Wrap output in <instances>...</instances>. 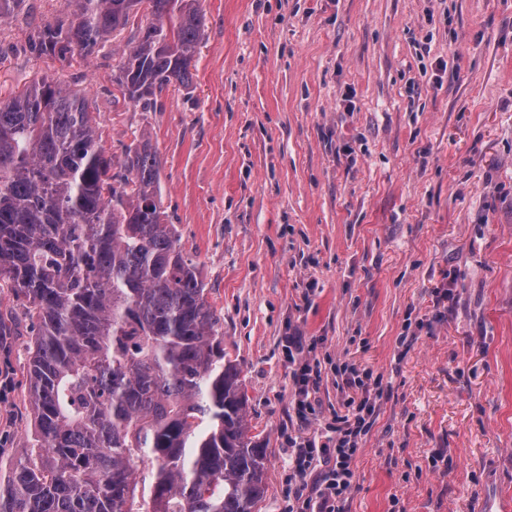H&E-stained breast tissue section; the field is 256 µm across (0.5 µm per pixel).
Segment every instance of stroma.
Masks as SVG:
<instances>
[{
    "label": "stroma",
    "mask_w": 512,
    "mask_h": 512,
    "mask_svg": "<svg viewBox=\"0 0 512 512\" xmlns=\"http://www.w3.org/2000/svg\"><path fill=\"white\" fill-rule=\"evenodd\" d=\"M199 4L193 89L155 110L113 81L130 31L88 57L21 52L64 0L0 22V96L52 75L85 94L113 155L151 138L267 443L259 512H286L287 438L341 410L345 363L382 392L345 512L512 507V0ZM291 334L321 363L306 426ZM30 340L23 324L0 338L6 460L33 436Z\"/></svg>",
    "instance_id": "1"
}]
</instances>
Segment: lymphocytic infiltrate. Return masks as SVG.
I'll list each match as a JSON object with an SVG mask.
<instances>
[{"label": "lymphocytic infiltrate", "mask_w": 512, "mask_h": 512, "mask_svg": "<svg viewBox=\"0 0 512 512\" xmlns=\"http://www.w3.org/2000/svg\"><path fill=\"white\" fill-rule=\"evenodd\" d=\"M293 367V411L301 424H308L320 402L321 369L314 358H303L301 336H290L285 346ZM354 396L348 397L344 413L334 414L325 443L313 437H292L288 444V512H343L354 487L352 463L376 410L377 394L360 377L352 378Z\"/></svg>", "instance_id": "1"}]
</instances>
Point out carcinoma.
I'll list each match as a JSON object with an SVG mask.
<instances>
[{
	"label": "carcinoma",
	"instance_id": "carcinoma-1",
	"mask_svg": "<svg viewBox=\"0 0 512 512\" xmlns=\"http://www.w3.org/2000/svg\"><path fill=\"white\" fill-rule=\"evenodd\" d=\"M31 53L92 55L132 28L114 78L144 112L191 92L198 0H68ZM143 135L119 159L86 98L44 76L0 98V288L24 300L32 443L0 512H257L266 442L197 263L167 223ZM152 463L141 479L138 464Z\"/></svg>",
	"mask_w": 512,
	"mask_h": 512
}]
</instances>
